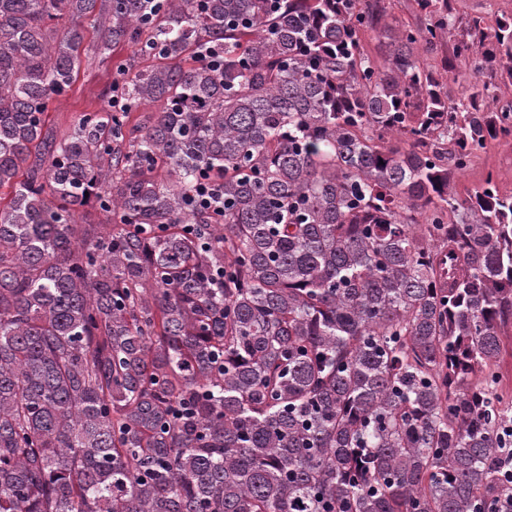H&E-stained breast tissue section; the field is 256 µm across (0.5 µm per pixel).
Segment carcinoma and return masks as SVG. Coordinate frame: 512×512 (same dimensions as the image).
Masks as SVG:
<instances>
[{"mask_svg": "<svg viewBox=\"0 0 512 512\" xmlns=\"http://www.w3.org/2000/svg\"><path fill=\"white\" fill-rule=\"evenodd\" d=\"M455 2L0 0V512H512V195L453 193L512 16ZM389 3L392 4L389 5ZM386 5L389 6V18L388 21L392 23L393 26H399L397 22L392 19L398 20V22H415L416 19V10H415V2L414 0H387L385 2ZM82 66L71 88L53 99L48 112L58 138L66 136L82 112L100 111L106 107L112 90V62L100 63L92 51L82 54Z\"/></svg>", "mask_w": 512, "mask_h": 512, "instance_id": "obj_1", "label": "carcinoma"}]
</instances>
